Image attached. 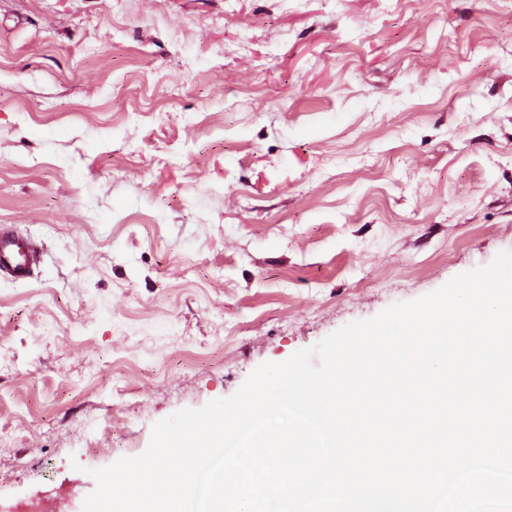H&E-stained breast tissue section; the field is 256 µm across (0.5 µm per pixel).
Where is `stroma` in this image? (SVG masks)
I'll use <instances>...</instances> for the list:
<instances>
[{"label":"stroma","instance_id":"35a3bbf8","mask_svg":"<svg viewBox=\"0 0 512 512\" xmlns=\"http://www.w3.org/2000/svg\"><path fill=\"white\" fill-rule=\"evenodd\" d=\"M0 512L512 251V0H0ZM36 255L24 239L9 230L0 231V271L15 278L24 277L30 266L36 262Z\"/></svg>","mask_w":512,"mask_h":512}]
</instances>
